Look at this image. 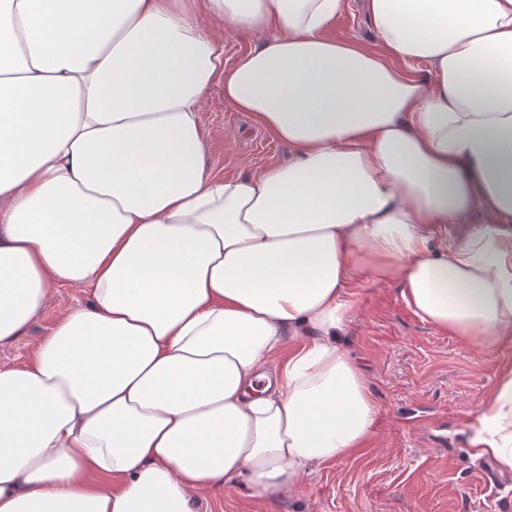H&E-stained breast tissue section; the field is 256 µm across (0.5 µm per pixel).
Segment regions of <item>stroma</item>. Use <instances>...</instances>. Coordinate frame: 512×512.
Masks as SVG:
<instances>
[{"label":"stroma","instance_id":"35a3bbf8","mask_svg":"<svg viewBox=\"0 0 512 512\" xmlns=\"http://www.w3.org/2000/svg\"><path fill=\"white\" fill-rule=\"evenodd\" d=\"M330 33L375 43L360 0H344ZM202 121L206 171L243 177L290 154L249 113L228 105L222 88L210 91ZM87 302L86 292L55 289L25 335L0 347V367L23 366L59 315ZM344 341L379 409L373 439L355 459L325 461L300 487L266 499L242 489L203 493L205 512H512V483L487 485L485 460L471 454L470 416L497 381L498 352L420 320L395 283L357 287Z\"/></svg>","mask_w":512,"mask_h":512}]
</instances>
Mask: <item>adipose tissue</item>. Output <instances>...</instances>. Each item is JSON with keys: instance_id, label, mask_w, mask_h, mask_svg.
<instances>
[{"instance_id": "1", "label": "adipose tissue", "mask_w": 512, "mask_h": 512, "mask_svg": "<svg viewBox=\"0 0 512 512\" xmlns=\"http://www.w3.org/2000/svg\"><path fill=\"white\" fill-rule=\"evenodd\" d=\"M190 2L0 0V346L89 293L0 369V512H201L354 458L364 280L512 343V0H363L376 52L329 36L342 0ZM228 35L254 42L231 67ZM216 86L287 163L205 171ZM471 427L512 473V355ZM87 302L86 292L73 288H56L49 307L31 324L25 335L9 346L0 347V367L23 366L35 344L52 332L59 315L66 310L84 306Z\"/></svg>"}]
</instances>
